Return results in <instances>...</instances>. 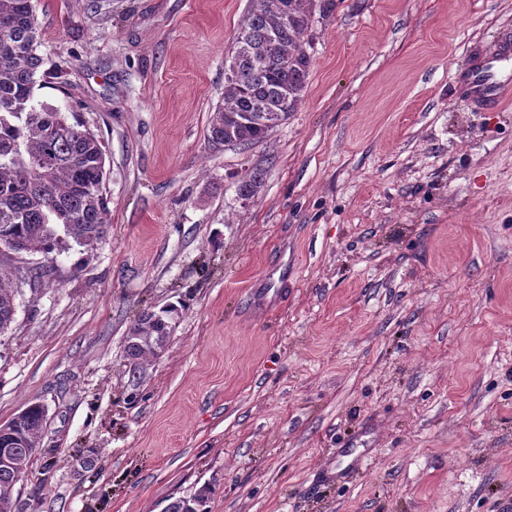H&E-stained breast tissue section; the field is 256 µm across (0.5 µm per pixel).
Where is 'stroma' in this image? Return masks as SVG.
I'll use <instances>...</instances> for the list:
<instances>
[{"label":"stroma","instance_id":"1","mask_svg":"<svg viewBox=\"0 0 512 512\" xmlns=\"http://www.w3.org/2000/svg\"><path fill=\"white\" fill-rule=\"evenodd\" d=\"M248 6L36 0L61 82L34 96L104 139L111 228L17 255L54 273L0 334V423L48 407L16 512L205 485L209 512H512V101L471 111L455 81L512 0H333L297 111L215 151ZM178 302L131 369L137 312Z\"/></svg>","mask_w":512,"mask_h":512}]
</instances>
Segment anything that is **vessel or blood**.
Here are the masks:
<instances>
[{"label": "vessel or blood", "instance_id": "1", "mask_svg": "<svg viewBox=\"0 0 512 512\" xmlns=\"http://www.w3.org/2000/svg\"><path fill=\"white\" fill-rule=\"evenodd\" d=\"M458 82L474 110H499L512 97V34L470 50Z\"/></svg>", "mask_w": 512, "mask_h": 512}]
</instances>
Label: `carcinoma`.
<instances>
[{
    "label": "carcinoma",
    "instance_id": "carcinoma-1",
    "mask_svg": "<svg viewBox=\"0 0 512 512\" xmlns=\"http://www.w3.org/2000/svg\"><path fill=\"white\" fill-rule=\"evenodd\" d=\"M330 0H250L224 58V99L211 114L212 149H248L264 142L297 109L312 65L307 52L315 12ZM41 36L33 0H0V241L11 250L50 253L56 229L82 247L102 240L109 226L106 150L91 130L53 104L34 98L42 83ZM261 175L253 171L238 191L254 196ZM14 260L0 255V332L13 321L18 292ZM180 318L177 306L141 311L128 328L131 364L158 357ZM44 404L27 405L0 425V512H14L12 489L38 451L47 425ZM212 490L171 501L164 512H208Z\"/></svg>",
    "mask_w": 512,
    "mask_h": 512
}]
</instances>
